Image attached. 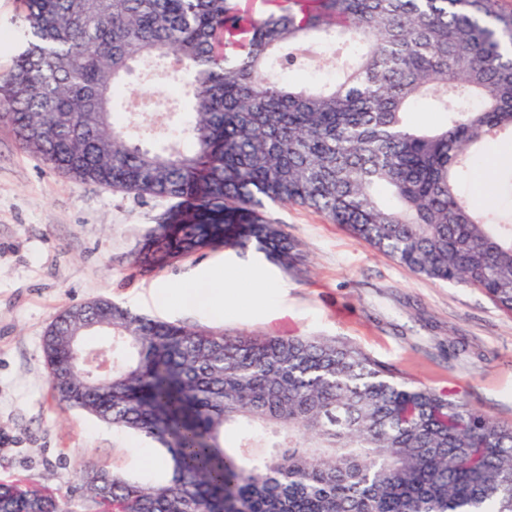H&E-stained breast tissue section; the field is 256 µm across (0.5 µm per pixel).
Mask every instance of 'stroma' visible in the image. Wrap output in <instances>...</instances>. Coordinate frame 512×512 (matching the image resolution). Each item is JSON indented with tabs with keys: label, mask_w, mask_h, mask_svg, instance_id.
<instances>
[{
	"label": "stroma",
	"mask_w": 512,
	"mask_h": 512,
	"mask_svg": "<svg viewBox=\"0 0 512 512\" xmlns=\"http://www.w3.org/2000/svg\"><path fill=\"white\" fill-rule=\"evenodd\" d=\"M23 0H0V75L22 49ZM325 47L288 72L330 87L342 70ZM496 175L485 207L512 213V148L489 143ZM160 204L75 181L23 150L0 119V479L66 492L89 465L166 475L110 425L51 394L43 337L63 309L109 298L159 319L231 336H325L389 366L398 380L465 400L512 425V314L479 291L417 275L305 207L266 209L295 244L288 268L252 254L204 250L161 268L136 261ZM221 271L222 314L179 301L190 280ZM165 290L170 305L150 294Z\"/></svg>",
	"instance_id": "obj_1"
}]
</instances>
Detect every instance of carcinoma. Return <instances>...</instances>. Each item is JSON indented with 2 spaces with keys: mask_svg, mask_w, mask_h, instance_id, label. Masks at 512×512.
<instances>
[{
  "mask_svg": "<svg viewBox=\"0 0 512 512\" xmlns=\"http://www.w3.org/2000/svg\"><path fill=\"white\" fill-rule=\"evenodd\" d=\"M26 0V46L0 76L22 149L83 183L165 205L139 255L205 249L296 259L267 203L306 206L431 280L512 313V216L472 206L460 175L512 145V12L499 0ZM342 58L317 89L278 79L309 46ZM161 91L127 112L124 78ZM443 121L408 119L427 95ZM112 370L83 379L72 337ZM55 396L160 445L170 473L90 466L93 512H512V427L399 383L334 338L226 336L109 299L48 327ZM0 512H77L0 481Z\"/></svg>",
  "mask_w": 512,
  "mask_h": 512,
  "instance_id": "cac0c4a2",
  "label": "carcinoma"
}]
</instances>
